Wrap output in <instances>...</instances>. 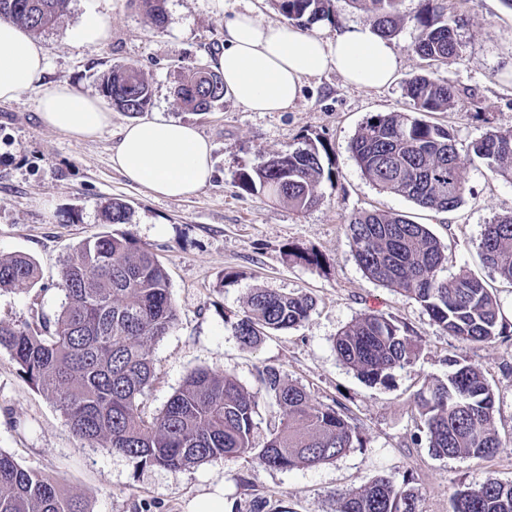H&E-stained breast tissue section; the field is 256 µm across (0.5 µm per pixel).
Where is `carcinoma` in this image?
Returning a JSON list of instances; mask_svg holds the SVG:
<instances>
[{"label":"carcinoma","mask_w":512,"mask_h":512,"mask_svg":"<svg viewBox=\"0 0 512 512\" xmlns=\"http://www.w3.org/2000/svg\"><path fill=\"white\" fill-rule=\"evenodd\" d=\"M155 27L165 21V0H136ZM280 14L300 26L332 21V0H274ZM375 17L385 38L404 22L400 0H351ZM69 0H0V18L34 34L45 32L66 14ZM413 52L433 66L446 65L460 52L457 22L441 0H423L415 17ZM101 89L112 108L134 118L149 110L152 88L139 70L115 64ZM180 104L211 112L224 99L220 73L200 61L176 87ZM406 112L366 118L350 144L362 175L378 190L402 196L422 208L450 212L468 191L454 134L423 119L446 112L456 89L426 73L405 83ZM472 159L512 182V128L490 132L471 145ZM314 142L286 149L239 172L237 186L262 191L300 211L322 201L319 184L332 181ZM107 224H126L127 203L104 206ZM363 272L420 303L431 321L464 342H491L505 335L500 301L484 281L469 272L442 275L447 260L440 239L424 224L401 214L357 211L345 219ZM479 248L485 265L512 282V214L484 225ZM36 263L21 254L0 255V292L33 288ZM65 301L53 320L40 325L0 324V350L9 353L20 376L48 395L71 432L131 460L135 468L179 471L207 462L243 459L273 469L330 462L363 447L358 427L339 406L316 405L306 388L265 366L259 387L250 391L231 374L192 371L154 416L143 400L154 369L147 345L175 326L177 308L164 265L144 246L109 233L82 242L61 272ZM314 303L306 294L255 290L234 334L245 348L258 346L271 331L299 326ZM338 358L365 380L385 384L397 370L414 365L419 339L409 328L379 313H364L336 336ZM446 379L421 389L416 403L424 418L429 451L438 457L487 459L501 447L494 418V393L480 368L448 359ZM281 410L266 442L254 443L260 401ZM453 512H512V481L489 478L477 488L452 496ZM0 512H87L79 498L57 482L22 467L0 450ZM336 512H419L409 479L397 484L378 477L355 491L336 495Z\"/></svg>","instance_id":"obj_1"}]
</instances>
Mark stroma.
Returning <instances> with one entry per match:
<instances>
[{
  "instance_id": "1",
  "label": "stroma",
  "mask_w": 512,
  "mask_h": 512,
  "mask_svg": "<svg viewBox=\"0 0 512 512\" xmlns=\"http://www.w3.org/2000/svg\"><path fill=\"white\" fill-rule=\"evenodd\" d=\"M223 2L218 9L212 0H166V23L157 29L134 0H70L59 24L38 35L45 83L97 96L101 77L113 64L141 70L152 85L149 118L193 124L212 145L214 175L192 197L154 196L112 164L118 133L130 122L127 115L113 112L99 136L77 142L44 126L39 89L0 102V254L29 255L41 270L30 291L0 294V322L35 326L54 317L64 299V260L102 233L130 236L166 267L178 310L175 328L150 347L154 377L146 414L161 410L195 368L230 372L253 390L258 369L273 366L306 387L313 403L344 408L365 445L335 461L292 470L242 460L177 472L139 470L128 458L74 436L56 405L20 377L2 350L0 449L23 467L56 478L88 512H189L193 502L219 488L225 503L241 507L260 495L290 512H334L337 494L381 476L397 482L411 477L419 512H452L456 490L490 477L512 481V340L470 344L443 332L415 300L365 275L344 224L351 213L375 210L427 225L446 247L445 276L475 274L497 293L504 311L512 310V283L484 265L479 249L485 224L512 213V183L468 159L472 142L512 127V80L505 73L512 60V8L504 0H444L448 14L459 21L461 53L434 68L433 76L452 84L458 95L448 111L430 120L452 130L465 158L469 191L456 210L438 212L376 189L350 151L368 116L409 108L405 82L424 66L411 49L422 0L400 2L405 21L393 43L401 62L388 86L360 89L328 71L304 79L297 102L282 112H252L229 95L212 112H191L179 103L175 88L188 68L221 52L225 19L246 9L266 22L282 19L272 0ZM92 17L107 22L108 36L81 42L78 31ZM309 140L324 143L336 174L334 182L319 185L317 207L299 211L238 188L241 169ZM115 198L130 204L129 223L105 224L102 207ZM296 247L318 252L322 265L289 257ZM259 288L310 295L314 308L300 326L273 332L247 349L233 326ZM367 311L393 317L421 338L414 366L395 371L384 385L364 382L334 349L336 334ZM451 356L481 368L495 394L502 446L484 461L436 457L422 431L415 396L424 385L445 379Z\"/></svg>"
}]
</instances>
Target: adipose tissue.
<instances>
[{
	"instance_id": "obj_1",
	"label": "adipose tissue",
	"mask_w": 512,
	"mask_h": 512,
	"mask_svg": "<svg viewBox=\"0 0 512 512\" xmlns=\"http://www.w3.org/2000/svg\"><path fill=\"white\" fill-rule=\"evenodd\" d=\"M213 66L238 103L254 112H280L296 102L306 77L333 71L348 84L380 88L394 81L399 59L393 44L368 26L344 28L327 39L261 21L247 10L225 20L224 48ZM43 74L40 44L0 19V100L41 87L43 123L78 141L95 138L111 124L104 101L64 83L43 84ZM211 151L210 143L192 125L147 120L121 129L112 163L128 181L155 195L186 198L210 182Z\"/></svg>"
}]
</instances>
